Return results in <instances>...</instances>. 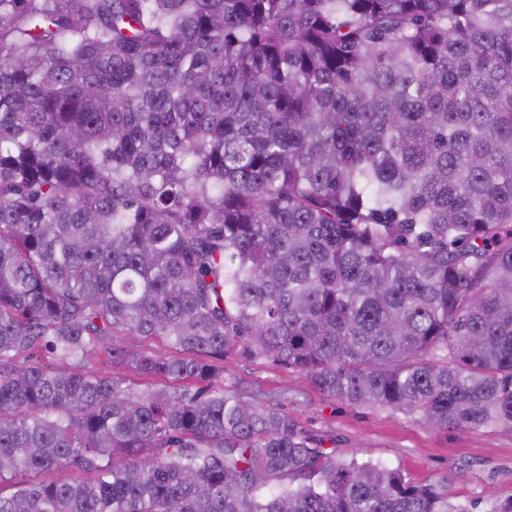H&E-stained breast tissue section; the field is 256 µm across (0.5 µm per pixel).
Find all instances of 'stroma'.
Segmentation results:
<instances>
[{
  "label": "stroma",
  "instance_id": "35a3bbf8",
  "mask_svg": "<svg viewBox=\"0 0 512 512\" xmlns=\"http://www.w3.org/2000/svg\"><path fill=\"white\" fill-rule=\"evenodd\" d=\"M208 362L245 397L287 409L337 455L372 459L422 483L447 479L458 512H495L512 498V430H434L400 412L323 397L303 374L266 359L233 352Z\"/></svg>",
  "mask_w": 512,
  "mask_h": 512
}]
</instances>
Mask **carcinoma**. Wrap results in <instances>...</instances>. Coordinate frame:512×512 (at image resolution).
I'll return each mask as SVG.
<instances>
[{
	"label": "carcinoma",
	"mask_w": 512,
	"mask_h": 512,
	"mask_svg": "<svg viewBox=\"0 0 512 512\" xmlns=\"http://www.w3.org/2000/svg\"><path fill=\"white\" fill-rule=\"evenodd\" d=\"M238 350L512 429V0H0V512H460Z\"/></svg>",
	"instance_id": "1"
}]
</instances>
